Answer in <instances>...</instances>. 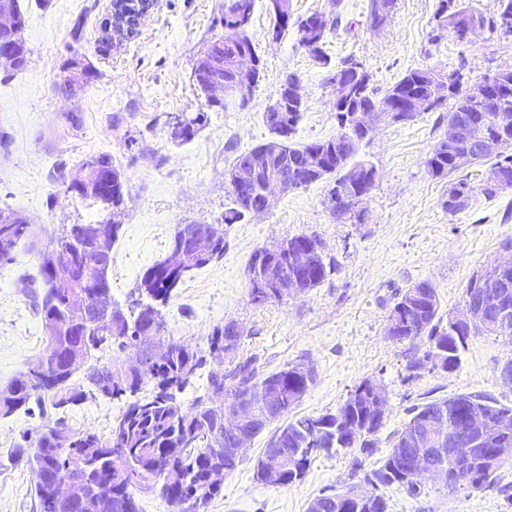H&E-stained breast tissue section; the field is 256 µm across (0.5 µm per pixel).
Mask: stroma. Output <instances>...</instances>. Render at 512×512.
<instances>
[{"mask_svg":"<svg viewBox=\"0 0 512 512\" xmlns=\"http://www.w3.org/2000/svg\"><path fill=\"white\" fill-rule=\"evenodd\" d=\"M370 0H291L292 16L322 13L332 27L324 51L332 65L352 58L373 76L378 91L407 71H463L467 82L512 68V36L486 30L458 42L431 39L438 0H397L391 22L370 28ZM22 36L31 50L28 66L0 72V209H12L45 228L93 224L104 217L91 201L65 195L52 175L70 172L100 152L111 156L127 179L130 199L119 218L112 252V298L127 305L143 273L163 259L177 225L193 221L225 227L221 258L199 269L164 308L168 339L207 350L215 326L234 321L245 330L239 359L255 358L259 370L311 363L316 380L295 407L298 415L336 410L366 379L385 389L389 410L373 449L321 451L306 476L287 486L253 477L271 429L251 441L237 468L224 477L221 494L203 512H307L321 491L363 486L365 474L388 455L393 437L414 405L458 394H485L512 406V387L498 377L512 359V339L470 337L450 372L409 370L425 343L395 344L386 335L397 293L427 281L434 285L442 317L463 307L470 280L512 241V190L495 198L476 196L469 207L448 213L442 206L447 181L432 178L425 161L448 130V111L421 113L415 120L383 123L363 141L359 159L372 163L378 180L360 205L363 221L339 224L324 205L331 180L279 196L264 213L225 224L231 196L224 172L235 154L270 137L263 113L287 74L301 82L304 116L295 140L329 139L339 132L326 70L298 42L289 26L272 40L273 17L266 0H256L249 36L262 64L261 77L245 109L208 112V121L188 142L171 136L180 114L204 108L192 69L210 39L223 36L224 0H157L133 39L102 53L98 43L109 0H19ZM81 36H74L75 22ZM89 67L88 86L69 97L57 87L73 63ZM82 117L80 126L68 121ZM318 235L336 270L298 298L252 304L246 270L257 250L297 235ZM38 248L20 249L14 264L0 267V390L36 362L48 334L31 310L19 277L37 273ZM123 401L89 399L70 409L67 427L108 436ZM38 407L0 418V512H35L33 477L10 455L24 439L54 425ZM389 512H512V466L483 491H448L426 483L418 497L389 487Z\"/></svg>","mask_w":512,"mask_h":512,"instance_id":"1","label":"stroma"}]
</instances>
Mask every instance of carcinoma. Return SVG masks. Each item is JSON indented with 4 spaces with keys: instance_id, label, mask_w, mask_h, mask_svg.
I'll return each mask as SVG.
<instances>
[{
    "instance_id": "cac0c4a2",
    "label": "carcinoma",
    "mask_w": 512,
    "mask_h": 512,
    "mask_svg": "<svg viewBox=\"0 0 512 512\" xmlns=\"http://www.w3.org/2000/svg\"><path fill=\"white\" fill-rule=\"evenodd\" d=\"M395 5L396 0H371L368 13L370 27H383L391 18ZM254 6L255 0H224V24L250 23ZM493 7V15L486 16L468 10L463 6V0H438L437 27L432 40L439 41L446 31L462 38L461 30L448 22L451 14L460 17V25L478 22L491 32L500 30L505 35L512 34V0H494ZM314 17L316 14L312 13L298 22L299 43L303 46L308 42L315 44L312 57L328 68L330 60L323 51L328 24L321 27L309 24ZM244 51L255 52L246 26L237 38L227 34L211 41L197 63L205 66L216 62L227 74L236 55ZM92 77L90 69L84 68L63 79L58 90L68 94L74 86L90 83ZM493 94L497 96L498 111L487 113L486 122L470 128L473 139L500 133L496 130L500 115L512 118V88L506 91L495 88ZM376 95L372 84H362L352 105L370 106L375 103ZM385 96H396L403 101L419 97L429 102L430 112L451 100L453 104L448 109L450 125L459 122L463 113H480L485 107L483 100L468 90L462 91L460 84L445 95L438 94L430 78V70L419 68L408 71L386 90ZM302 114L301 109L279 112L267 107L263 114L264 123L278 146L274 147L266 141L248 152L238 154L229 165V170L246 174L279 172L288 179L294 190L328 178L334 179L335 187L344 185L351 172L359 169L365 170L362 174L364 179L378 178L375 166L369 167L367 162L357 159L360 144L367 135L343 122L341 106H336L340 132L325 140L307 143L293 141ZM500 134L507 142L490 164L492 168L507 160L512 161V126ZM313 151L322 156L323 169L319 174H311L306 169L307 157ZM456 151V146L442 139L433 146L425 161L432 177L448 180L443 208L451 214L465 210L477 193L494 197L499 192L498 188L481 179L475 181L465 173L464 168L454 161ZM100 170H114L110 155L90 156L75 170L60 175L59 179L65 193L80 199L92 198L114 214L123 212L128 202L127 180L119 173L112 182L104 184L97 179ZM231 195L233 206L224 213L226 224H237L247 217L267 211L266 202L258 193L244 195L233 190ZM325 204L338 224L361 220V212L350 204L340 202L331 192ZM198 228L215 238L212 254H195L190 243L184 240L181 227H176L166 256L141 276L137 284L138 298L125 308L112 303V324L102 334L88 339L92 353L104 352L114 344L122 350L135 346V332L138 329H153L158 336L164 335L166 325L160 307L168 303L173 292L195 271L224 255V232L214 224L202 222ZM119 231L120 225L108 219L95 224H64L59 229L47 232L48 242L41 252L38 275L25 280L24 290V295L42 322L61 318L69 301L68 295L56 288L54 283L59 269L70 270L77 278L85 272H92L101 280L102 292L112 295L110 269L113 246ZM34 232L33 224L27 219L10 210H0V267L15 263L18 249L29 245ZM295 238H308L321 248L314 266L306 273L293 268L286 251L273 257L271 262L277 271H286L288 275L298 278L307 294L336 271V260L322 251L324 245L318 236L302 233L295 235ZM255 276V264L252 263L246 273L251 301L264 303L280 300L279 296L272 294L271 289L255 287ZM439 305L436 288L423 281L399 293L391 310L400 312L405 323L399 331L398 342L424 338L429 348L434 344L443 346L448 355V369L453 370L459 365L460 353L465 349L467 339L448 337L439 316ZM243 337L244 330L240 326L226 324L215 327L208 339L209 355L221 362L235 358ZM77 344L78 337L57 331L42 353L45 366L41 372L32 376L23 373L0 390V416L6 418L31 402L44 411L50 408L57 413L90 396L100 395L106 389L112 391V398L121 399L137 393L145 380L153 383L154 388L149 394L126 404L121 414L112 421L106 437L72 430L59 417L54 427L38 437L36 447L20 445L15 448L14 461L22 462L31 469L39 465L44 470L43 484L34 488L36 512H139L131 491L136 485L158 490L159 495L173 506L181 507L188 503L195 512L219 495L222 486L207 484L215 463L222 462L226 473L233 471L240 463V459L224 452V449L233 447L231 436L224 433V413L202 399L185 407L174 395V391L190 383L206 362L202 352L173 340H164L162 352L144 373H139L138 368L144 355L138 352L126 361L117 360L103 366L89 364L85 368L83 383L76 384L68 377L67 361L73 356ZM291 367L292 364L287 363L279 369L260 372L255 360L250 358L231 364L222 374L210 375V388L224 390L227 399L246 393L250 387L261 390L262 395L255 400L254 406L258 422L245 425L246 430L257 435L266 426L285 421L276 428L266 444L268 448H281L296 458L297 472H286L281 482L283 486L305 476L311 463L307 444L320 424L327 419L336 420V414L332 412L288 418L316 380L314 372L306 378L293 377ZM462 400L480 407L487 424L483 433L474 436L477 445L473 463L458 482L448 487V491L454 492L461 486L477 491L494 486L504 464L490 470L484 460L503 447V443L512 445V435L506 437L495 428L500 417L512 416V407L500 405L483 394L437 398L413 408L412 416L395 436L385 461L367 474L365 480L375 487L397 486L411 496L421 494L423 480H406L402 471L408 458L420 451L421 447L406 445L405 437L423 431L424 421L443 415L447 417L448 426L459 425L462 415L449 413L448 406ZM338 410L358 426L359 448L364 451L374 447L371 436L382 427L385 415L374 408L370 401L355 400L351 395ZM74 464L85 470L90 496L79 497L60 506L53 497L52 485L57 476L67 473ZM317 499L321 500L323 512H389L384 496L372 494L363 502L353 489L342 493L324 490Z\"/></svg>"
}]
</instances>
